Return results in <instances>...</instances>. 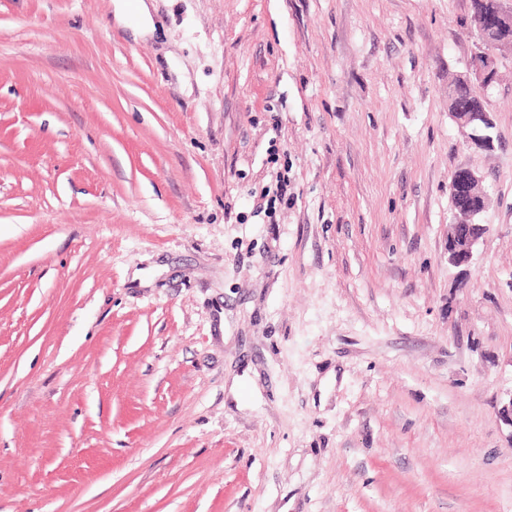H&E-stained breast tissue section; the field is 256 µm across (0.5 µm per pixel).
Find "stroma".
I'll return each instance as SVG.
<instances>
[{
	"instance_id": "1",
	"label": "stroma",
	"mask_w": 512,
	"mask_h": 512,
	"mask_svg": "<svg viewBox=\"0 0 512 512\" xmlns=\"http://www.w3.org/2000/svg\"><path fill=\"white\" fill-rule=\"evenodd\" d=\"M114 3L0 0V512H512V49L485 152L470 0ZM116 7L115 19L119 24L131 28L137 34L147 31L148 7L146 0H135L132 7L128 2H119ZM484 106L483 101L473 91L458 85L455 88L452 103L448 102V113L456 124L463 125L468 135H471V129L466 124L473 125L474 133L469 139L471 146L489 151L494 148L496 125L487 108L481 112ZM482 181V176L470 168H465L461 179L455 177V171L452 172L448 181V196L453 218L457 216L455 202L458 198L463 194L471 197L470 204L463 211L465 224H469L470 229L463 235L450 233L451 239L448 240V263L461 268L460 272L463 275L467 274L473 264L476 249L488 226L487 224H480L479 220L488 210L491 199L487 193L479 195L475 193L476 188L480 186Z\"/></svg>"
}]
</instances>
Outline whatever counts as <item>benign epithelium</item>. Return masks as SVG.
<instances>
[{
    "label": "benign epithelium",
    "mask_w": 512,
    "mask_h": 512,
    "mask_svg": "<svg viewBox=\"0 0 512 512\" xmlns=\"http://www.w3.org/2000/svg\"><path fill=\"white\" fill-rule=\"evenodd\" d=\"M510 31L512 32V6L503 5L498 12L497 25L479 32V49L471 56L466 73L459 77L460 83L470 88L476 84L483 88L494 85L498 72V54L506 42L504 35ZM450 117L458 125H473L474 133L469 139L472 146L488 151L494 148L496 136L491 112H452ZM482 181V176L470 168L464 170L462 177L452 175L448 181L450 204H455L463 194L471 197L463 215L470 229L463 235L453 234L448 240V263L461 269L464 275L473 264L476 249L487 229V225L480 223V218L488 210L491 199L486 193H475Z\"/></svg>",
    "instance_id": "7a95c632"
}]
</instances>
